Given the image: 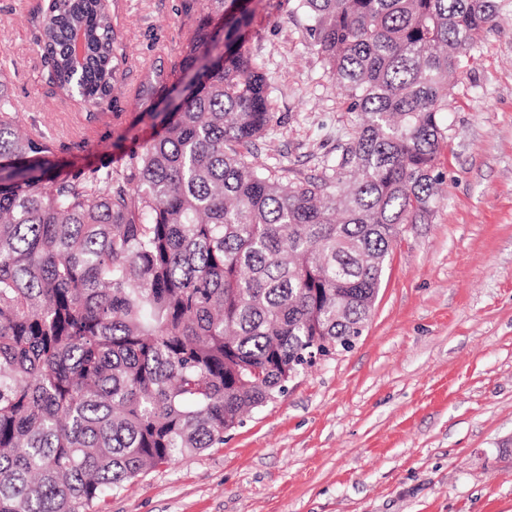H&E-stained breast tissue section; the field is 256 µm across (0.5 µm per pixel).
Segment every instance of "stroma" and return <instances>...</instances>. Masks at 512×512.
Returning <instances> with one entry per match:
<instances>
[{"mask_svg": "<svg viewBox=\"0 0 512 512\" xmlns=\"http://www.w3.org/2000/svg\"><path fill=\"white\" fill-rule=\"evenodd\" d=\"M46 0H0V73L23 131L69 173L124 168L150 120L63 96L35 20ZM448 82V140L431 223L387 258L372 315L348 352L294 377L284 397L108 495L90 512H512V0ZM126 100L145 65L173 58L191 24L181 0H115ZM293 0H259L248 50L264 60L276 121L249 147L287 179L322 172L356 116L306 45Z\"/></svg>", "mask_w": 512, "mask_h": 512, "instance_id": "1", "label": "stroma"}]
</instances>
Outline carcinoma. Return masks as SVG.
<instances>
[{"instance_id": "cac0c4a2", "label": "carcinoma", "mask_w": 512, "mask_h": 512, "mask_svg": "<svg viewBox=\"0 0 512 512\" xmlns=\"http://www.w3.org/2000/svg\"><path fill=\"white\" fill-rule=\"evenodd\" d=\"M240 2L184 0L195 29L143 68L130 106L156 133L123 170L65 172L19 130L0 73V512H89L224 444L353 347L394 242L431 223L448 75L497 25L495 0H296L359 117L299 183L242 152L274 115ZM112 4L49 0L37 45L62 90L116 109Z\"/></svg>"}]
</instances>
